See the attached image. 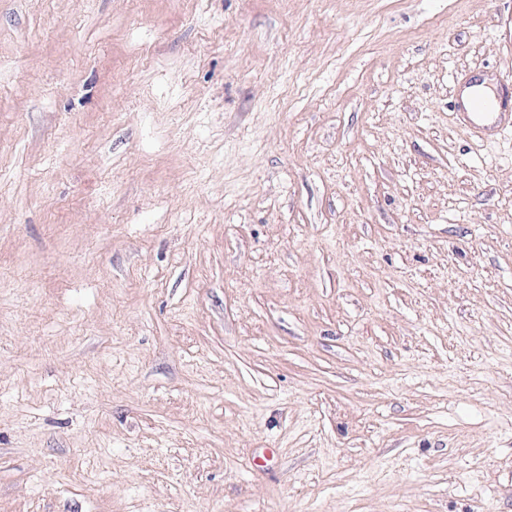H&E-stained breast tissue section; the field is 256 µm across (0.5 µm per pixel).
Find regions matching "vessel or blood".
I'll list each match as a JSON object with an SVG mask.
<instances>
[{
	"instance_id": "1",
	"label": "vessel or blood",
	"mask_w": 512,
	"mask_h": 512,
	"mask_svg": "<svg viewBox=\"0 0 512 512\" xmlns=\"http://www.w3.org/2000/svg\"><path fill=\"white\" fill-rule=\"evenodd\" d=\"M459 91L468 93L459 103L456 120L466 132L482 137L512 134V81L484 87L482 76L462 74L456 79Z\"/></svg>"
}]
</instances>
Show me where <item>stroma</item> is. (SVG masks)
I'll list each match as a JSON object with an SVG mask.
<instances>
[{"label":"stroma","instance_id":"35a3bbf8","mask_svg":"<svg viewBox=\"0 0 512 512\" xmlns=\"http://www.w3.org/2000/svg\"><path fill=\"white\" fill-rule=\"evenodd\" d=\"M512 0H0V512H512ZM484 78L475 74L456 77L459 105L456 120L466 132L482 137L501 138L512 134V81L505 80L492 87H481ZM469 91L468 103L462 94Z\"/></svg>","mask_w":512,"mask_h":512}]
</instances>
